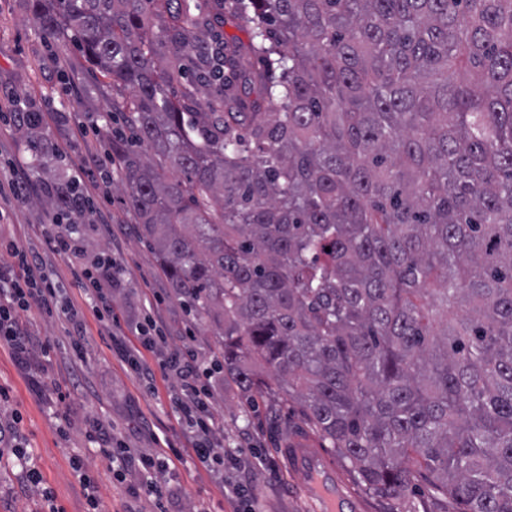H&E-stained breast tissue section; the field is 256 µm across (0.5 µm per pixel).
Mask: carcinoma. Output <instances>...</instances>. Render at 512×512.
<instances>
[{"instance_id": "1", "label": "carcinoma", "mask_w": 512, "mask_h": 512, "mask_svg": "<svg viewBox=\"0 0 512 512\" xmlns=\"http://www.w3.org/2000/svg\"><path fill=\"white\" fill-rule=\"evenodd\" d=\"M32 14L130 91L112 162L173 294L224 326V381L298 397L373 496L417 476L512 512V0Z\"/></svg>"}]
</instances>
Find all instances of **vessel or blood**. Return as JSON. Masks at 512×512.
I'll list each match as a JSON object with an SVG mask.
<instances>
[{
  "label": "vessel or blood",
  "mask_w": 512,
  "mask_h": 512,
  "mask_svg": "<svg viewBox=\"0 0 512 512\" xmlns=\"http://www.w3.org/2000/svg\"><path fill=\"white\" fill-rule=\"evenodd\" d=\"M283 455L289 469L302 476L312 512H359L360 502L338 476L328 452L293 445Z\"/></svg>",
  "instance_id": "vessel-or-blood-1"
}]
</instances>
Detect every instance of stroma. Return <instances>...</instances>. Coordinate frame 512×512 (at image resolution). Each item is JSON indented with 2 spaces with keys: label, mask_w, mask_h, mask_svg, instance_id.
Returning <instances> with one entry per match:
<instances>
[{
  "label": "stroma",
  "mask_w": 512,
  "mask_h": 512,
  "mask_svg": "<svg viewBox=\"0 0 512 512\" xmlns=\"http://www.w3.org/2000/svg\"><path fill=\"white\" fill-rule=\"evenodd\" d=\"M0 179L27 178L25 202L0 201V265L13 262L14 249L36 252L59 289L56 308L31 306L23 315L30 332L49 342L31 371L22 370L8 345L0 344V425L11 441L0 446V512H88L77 472L97 481L102 512H151L153 505L136 466L115 479L89 450L86 432L98 426L116 448L149 454L188 445L187 427L172 400L179 381L160 375L154 388L140 384L127 351L139 349L134 329L143 317L159 322L166 333L161 354L145 353L150 366L160 355L192 350L201 364L220 359L221 329L213 320L196 319L173 295L158 272L153 247L138 232V219L114 188L121 179L100 173L85 176L84 188L96 200L94 212L70 215L81 234L80 255L57 254L40 241L37 224L51 220L47 200L58 183L84 160L109 152L113 133L123 131L121 116L112 115V86L86 61L69 36L43 37L32 16L30 0H0ZM107 254L121 268L111 289L119 320L96 317L74 276L78 265ZM85 327L84 345H69L70 310ZM213 411L224 447L237 465L217 472L210 463L185 457L176 468L160 472L168 512H309L301 478L286 466L281 450L302 428L296 402L245 392L225 385L223 374L211 379ZM70 388L57 402L55 388ZM26 449L41 477V497L15 463L14 448ZM231 477L242 498L224 488ZM366 503L365 512H446L449 503L425 480L411 478L401 495L386 500L353 489Z\"/></svg>",
  "instance_id": "stroma-1"
}]
</instances>
